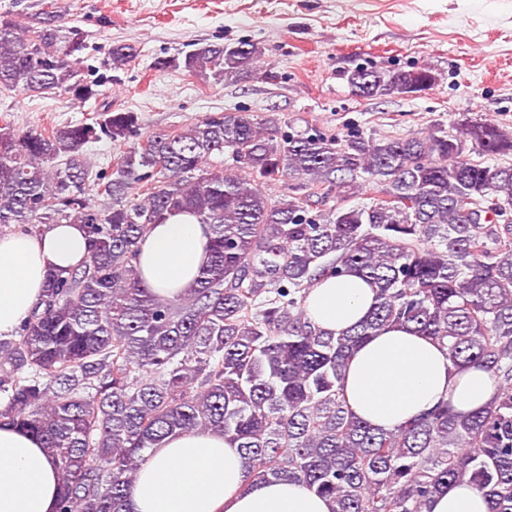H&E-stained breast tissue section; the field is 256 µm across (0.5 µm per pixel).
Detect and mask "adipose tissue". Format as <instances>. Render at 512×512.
<instances>
[{"instance_id":"adipose-tissue-1","label":"adipose tissue","mask_w":512,"mask_h":512,"mask_svg":"<svg viewBox=\"0 0 512 512\" xmlns=\"http://www.w3.org/2000/svg\"><path fill=\"white\" fill-rule=\"evenodd\" d=\"M206 228L176 214L155 225L140 246L137 269L153 292H186L205 265ZM83 225L54 224L43 233L0 236V337L30 317L50 270L68 271L87 260ZM373 289L354 274L321 280L305 305L308 318L339 332L361 321L374 304ZM348 405L372 426L392 430L440 403L467 413L499 393L491 373L454 367L447 350L411 329L389 327L359 346L344 375ZM58 477L41 442L0 427V512H56ZM332 502L297 482L248 478L244 460L223 435L193 432L149 451L129 493L130 512H332ZM430 512H488L485 499L457 483L436 495Z\"/></svg>"}]
</instances>
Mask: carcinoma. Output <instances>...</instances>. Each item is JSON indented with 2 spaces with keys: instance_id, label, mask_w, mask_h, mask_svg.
<instances>
[{
  "instance_id": "obj_1",
  "label": "carcinoma",
  "mask_w": 512,
  "mask_h": 512,
  "mask_svg": "<svg viewBox=\"0 0 512 512\" xmlns=\"http://www.w3.org/2000/svg\"><path fill=\"white\" fill-rule=\"evenodd\" d=\"M79 40L78 53L68 52ZM78 29L0 16V93L101 96L80 73ZM135 46L112 45L119 70ZM262 43H207L155 67L225 83L258 75ZM433 86L426 67L346 72L350 93ZM138 113L16 132L0 117V228L84 224L89 260L51 272L18 338L0 339V425L38 437L60 481L58 512H129L149 448L194 430L234 442L259 481L299 482L334 512H427L467 481L489 512H512V138L466 120L449 133L341 139L243 109L150 135L92 174L84 147L124 143ZM290 128L286 132L283 127ZM225 156L228 168L207 166ZM371 184L379 198L347 206ZM281 194L272 197L270 191ZM187 213L209 258L183 295L155 294L135 260L151 226ZM354 273L375 292L368 315L332 332L304 302L316 281ZM429 336L457 367L491 373L499 396L468 414L443 404L392 431L356 417L343 380L354 350L387 327Z\"/></svg>"
}]
</instances>
